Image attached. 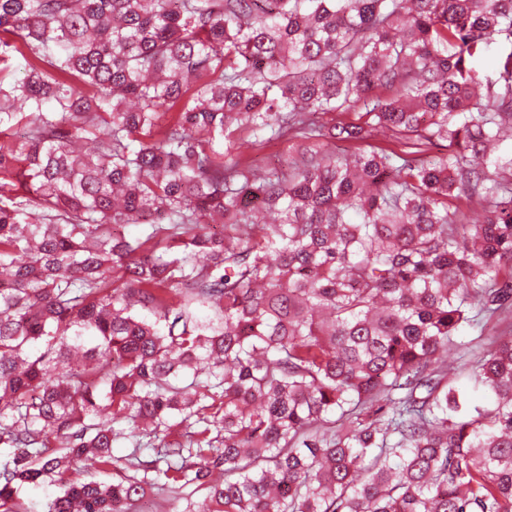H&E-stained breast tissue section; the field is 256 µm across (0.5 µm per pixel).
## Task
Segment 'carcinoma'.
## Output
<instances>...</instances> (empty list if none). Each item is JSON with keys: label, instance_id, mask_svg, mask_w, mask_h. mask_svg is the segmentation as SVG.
Instances as JSON below:
<instances>
[{"label": "carcinoma", "instance_id": "obj_1", "mask_svg": "<svg viewBox=\"0 0 512 512\" xmlns=\"http://www.w3.org/2000/svg\"><path fill=\"white\" fill-rule=\"evenodd\" d=\"M509 125L512 0H0V512H512ZM239 151L245 157H251L253 163L257 164L259 171H264L270 164L277 163L278 158H286V148L283 145H275L265 149L263 152H253L247 144H241ZM55 485L45 484L39 487L24 486L18 489V496L24 502L27 512H45L47 503L59 494ZM205 491L192 492L186 494H169L158 496L155 493H149L142 505V511L150 510L151 512H183L187 502L186 498L192 497L193 501H201L204 498Z\"/></svg>", "mask_w": 512, "mask_h": 512}]
</instances>
